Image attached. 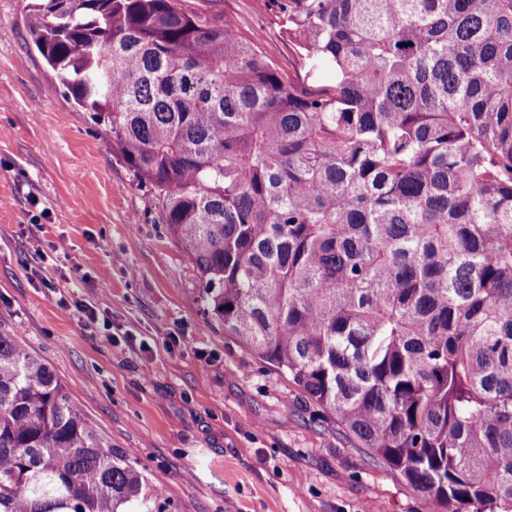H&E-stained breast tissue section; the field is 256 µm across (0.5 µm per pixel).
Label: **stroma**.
Returning <instances> with one entry per match:
<instances>
[{
    "label": "stroma",
    "mask_w": 512,
    "mask_h": 512,
    "mask_svg": "<svg viewBox=\"0 0 512 512\" xmlns=\"http://www.w3.org/2000/svg\"><path fill=\"white\" fill-rule=\"evenodd\" d=\"M35 2L0 0V331L45 359L181 512H428L203 309L151 191L37 51ZM179 3L222 16L305 86L288 0ZM34 198L48 210L38 225Z\"/></svg>",
    "instance_id": "35a3bbf8"
}]
</instances>
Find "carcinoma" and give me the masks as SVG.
<instances>
[{"mask_svg": "<svg viewBox=\"0 0 512 512\" xmlns=\"http://www.w3.org/2000/svg\"><path fill=\"white\" fill-rule=\"evenodd\" d=\"M30 28L224 335L430 512H512V0H288L301 90L176 0H46ZM0 512H179L3 332Z\"/></svg>", "mask_w": 512, "mask_h": 512, "instance_id": "carcinoma-1", "label": "carcinoma"}]
</instances>
